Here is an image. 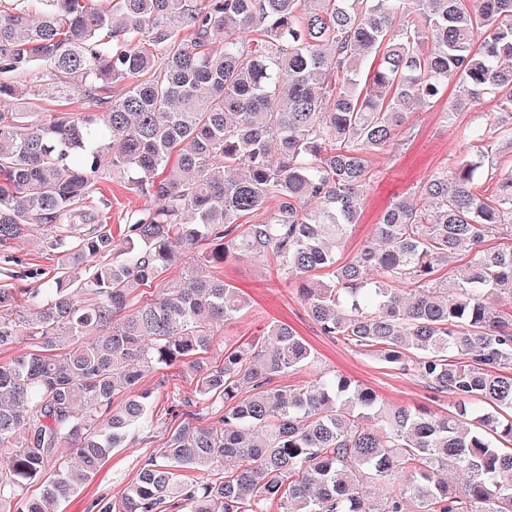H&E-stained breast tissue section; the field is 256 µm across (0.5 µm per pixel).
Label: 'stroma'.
<instances>
[{
	"label": "stroma",
	"instance_id": "stroma-1",
	"mask_svg": "<svg viewBox=\"0 0 512 512\" xmlns=\"http://www.w3.org/2000/svg\"><path fill=\"white\" fill-rule=\"evenodd\" d=\"M446 102L410 113L396 145L374 156L371 182L358 224L354 225L343 250L350 259L368 240L383 210L396 196L417 195L423 182L438 170L452 165L462 146L466 128L493 122L495 108L486 102L476 109L457 113L445 121ZM97 197L107 199L102 215L113 235H120L130 211L143 206L142 198L117 180H102ZM11 255L21 256L28 266L40 269L44 279L59 273L56 253L17 240L0 245V288H35L39 281L17 276L8 263ZM226 282L241 288L252 301L251 308L235 321L216 327L217 344L210 360H222L225 346L248 342L272 321L288 324L311 346L315 370L331 377L343 374L370 387L390 404L413 408L427 407L440 413L452 404L451 398L433 400L432 394L416 376L392 368L377 357L357 351L343 341L322 335L310 319L293 283L277 278L269 260L243 256L225 263L220 270ZM42 278V279H43ZM141 388L152 393V421L135 434L131 447L112 451L98 474L81 491L62 503L60 512H94L95 502L120 496L137 476L140 461L162 447L171 427L177 426V413L185 412L186 400L196 396V380L182 368L173 366L147 373Z\"/></svg>",
	"mask_w": 512,
	"mask_h": 512
}]
</instances>
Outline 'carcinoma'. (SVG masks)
I'll return each instance as SVG.
<instances>
[{"mask_svg": "<svg viewBox=\"0 0 512 512\" xmlns=\"http://www.w3.org/2000/svg\"><path fill=\"white\" fill-rule=\"evenodd\" d=\"M74 92L93 110H45ZM487 99L497 123L463 132L430 205L392 201L339 261L407 114ZM495 142L512 145V0H0V243L44 226L63 269L0 289V347H33L0 363V512H58L149 424L143 373L174 365L221 414L184 418L97 512H512V306L495 307L512 301V170ZM107 174L147 200L118 240L87 204ZM192 251L188 287L134 303ZM246 254L295 280L322 335L452 409L342 375L276 386L315 362L284 323L204 362L213 325L250 306L218 276Z\"/></svg>", "mask_w": 512, "mask_h": 512, "instance_id": "carcinoma-1", "label": "carcinoma"}]
</instances>
